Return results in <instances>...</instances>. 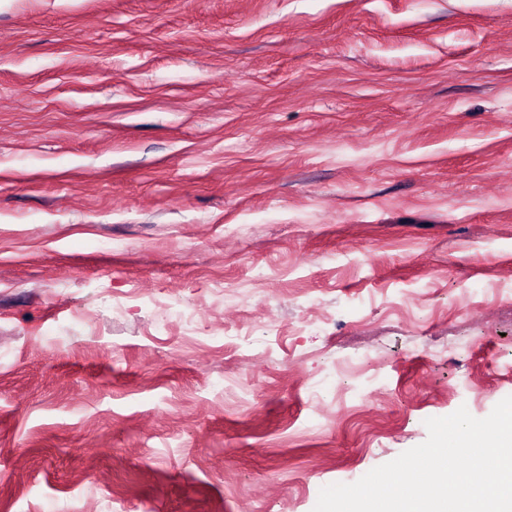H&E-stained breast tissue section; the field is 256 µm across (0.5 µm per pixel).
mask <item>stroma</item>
Returning <instances> with one entry per match:
<instances>
[{
	"instance_id": "stroma-1",
	"label": "stroma",
	"mask_w": 512,
	"mask_h": 512,
	"mask_svg": "<svg viewBox=\"0 0 512 512\" xmlns=\"http://www.w3.org/2000/svg\"><path fill=\"white\" fill-rule=\"evenodd\" d=\"M505 289L512 0H0V512H313Z\"/></svg>"
}]
</instances>
